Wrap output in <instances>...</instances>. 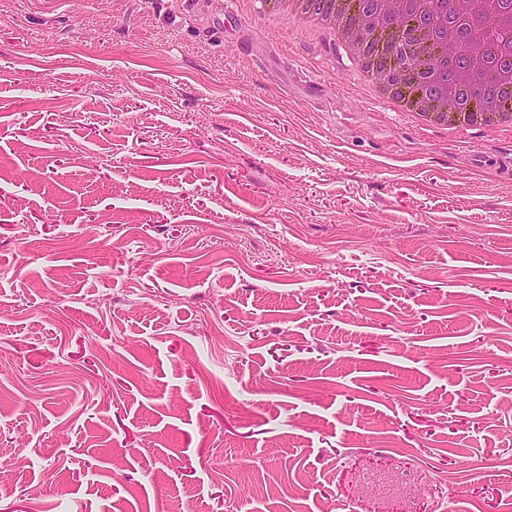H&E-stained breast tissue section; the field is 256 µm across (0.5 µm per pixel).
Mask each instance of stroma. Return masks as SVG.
<instances>
[{
	"mask_svg": "<svg viewBox=\"0 0 512 512\" xmlns=\"http://www.w3.org/2000/svg\"><path fill=\"white\" fill-rule=\"evenodd\" d=\"M270 2L0 0V512H512V129Z\"/></svg>",
	"mask_w": 512,
	"mask_h": 512,
	"instance_id": "1",
	"label": "stroma"
}]
</instances>
